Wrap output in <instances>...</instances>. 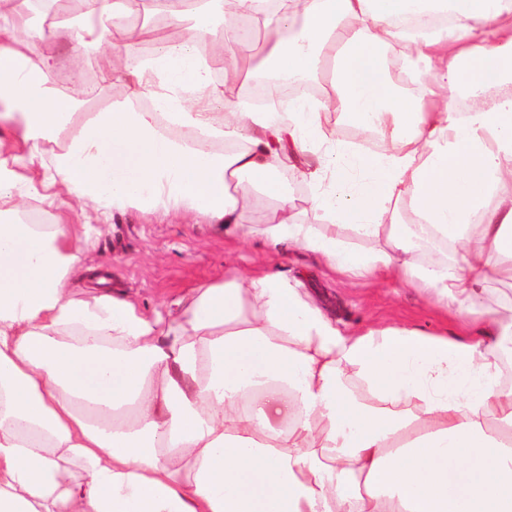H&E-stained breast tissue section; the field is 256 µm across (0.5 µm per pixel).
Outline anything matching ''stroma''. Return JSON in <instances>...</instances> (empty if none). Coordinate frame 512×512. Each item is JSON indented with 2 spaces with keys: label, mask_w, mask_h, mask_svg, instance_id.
<instances>
[{
  "label": "stroma",
  "mask_w": 512,
  "mask_h": 512,
  "mask_svg": "<svg viewBox=\"0 0 512 512\" xmlns=\"http://www.w3.org/2000/svg\"><path fill=\"white\" fill-rule=\"evenodd\" d=\"M48 49L59 60L54 80L57 96L68 95L86 71L97 67L67 38L53 40ZM128 84L121 75L99 83L97 94L74 116L73 127L93 113L128 106ZM321 154V148H313L303 163L281 168L279 182L297 220L330 234L334 231L330 217L310 203L329 184L306 175L307 169L318 166ZM41 195L40 184L32 183L22 202L23 213L43 215L51 223L60 217L71 224L83 222L78 204L68 196L50 206ZM87 235L86 268L72 279L74 292L84 298L108 292L131 300L138 310L162 311L194 288L223 280L228 270L255 275L270 268L307 295L344 333L386 326L444 336L467 333L459 321L428 304L425 291L404 284L392 272L373 281L348 280L302 250L285 245L274 249L261 238L225 231L223 225L200 217L130 208L113 212L106 223L88 225Z\"/></svg>",
  "instance_id": "1"
}]
</instances>
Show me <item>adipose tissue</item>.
Returning a JSON list of instances; mask_svg holds the SVG:
<instances>
[{
    "label": "adipose tissue",
    "mask_w": 512,
    "mask_h": 512,
    "mask_svg": "<svg viewBox=\"0 0 512 512\" xmlns=\"http://www.w3.org/2000/svg\"><path fill=\"white\" fill-rule=\"evenodd\" d=\"M224 53L191 43L163 48L152 63L106 50L124 0H94L69 26L102 79L130 80V96L154 112L95 113L44 163L45 146L84 104L53 93L57 61L43 46L56 33L34 24L22 0H0V512H512V315L488 308L491 283L512 287V0H229ZM447 15L449 26L410 35L406 18ZM262 15L277 37L260 65L278 77H316L331 62V90L280 111L224 101L210 123L198 102L210 82L246 73L238 19ZM299 21V31L280 38ZM406 44L424 63L430 101L387 80L385 47ZM163 76L155 90L153 76ZM466 86L488 104L450 112L448 92ZM386 130L362 158L369 175L349 187L322 128L323 114ZM195 132V141L181 128ZM227 140L215 151L205 142ZM324 146L311 179L332 235L297 223L276 176L310 145ZM108 215L130 208L203 214L228 231L312 254L353 277L394 272L426 286L471 338L399 327L343 334L279 274L233 273L196 288L173 318L128 300L75 297L82 268L75 224H27L5 207L24 195V171ZM276 207L246 222L242 180ZM405 204L412 223L399 220ZM363 239L356 249L345 230ZM461 245L455 264L418 265L415 241ZM366 385L368 405L346 379ZM414 399L416 411L399 410Z\"/></svg>",
    "instance_id": "1"
}]
</instances>
